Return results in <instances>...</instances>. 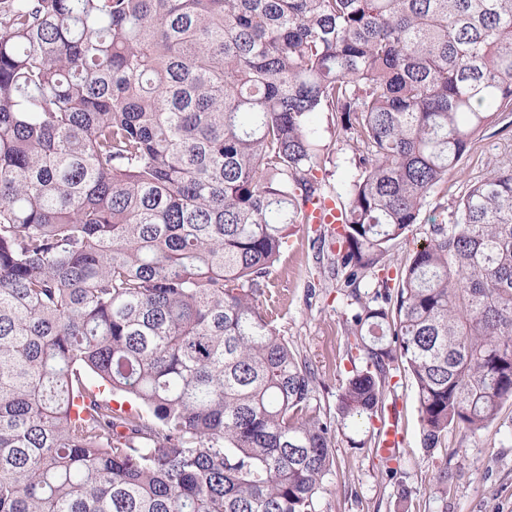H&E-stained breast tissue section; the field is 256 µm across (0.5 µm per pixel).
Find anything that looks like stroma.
I'll list each match as a JSON object with an SVG mask.
<instances>
[{
  "label": "stroma",
  "mask_w": 512,
  "mask_h": 512,
  "mask_svg": "<svg viewBox=\"0 0 512 512\" xmlns=\"http://www.w3.org/2000/svg\"><path fill=\"white\" fill-rule=\"evenodd\" d=\"M314 123L325 147L317 177L325 195L334 198L343 195L356 172L355 152L337 141L327 114H318ZM502 164H512V115L507 113L501 124L477 137L447 184L434 190L419 223L391 245L383 259L389 271L407 263L429 237L433 222H452L458 200ZM329 234L324 224L297 225L270 280L280 298L276 326L314 372L315 401L331 418L351 365L343 353L349 312L344 277L331 253L320 248ZM384 406L396 408L402 433L394 475H387L370 449L356 448L361 431L336 429L332 470L314 500V512H512V403L487 428L473 435L449 432L441 447L430 451L421 444L416 391L404 372L392 379ZM443 468L448 471L444 499L435 489ZM404 488L409 491L405 497L400 494Z\"/></svg>",
  "instance_id": "stroma-1"
}]
</instances>
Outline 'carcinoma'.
<instances>
[{"mask_svg":"<svg viewBox=\"0 0 512 512\" xmlns=\"http://www.w3.org/2000/svg\"><path fill=\"white\" fill-rule=\"evenodd\" d=\"M505 112L512 0H0V512H312L395 363L423 447L488 427L512 166L360 285ZM319 113L358 151L334 423L257 300L319 196Z\"/></svg>","mask_w":512,"mask_h":512,"instance_id":"carcinoma-1","label":"carcinoma"}]
</instances>
